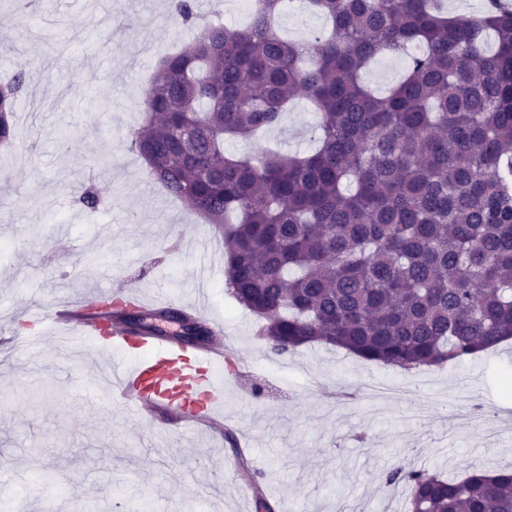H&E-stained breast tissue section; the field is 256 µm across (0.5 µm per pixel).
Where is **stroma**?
Instances as JSON below:
<instances>
[{"instance_id": "obj_1", "label": "stroma", "mask_w": 512, "mask_h": 512, "mask_svg": "<svg viewBox=\"0 0 512 512\" xmlns=\"http://www.w3.org/2000/svg\"><path fill=\"white\" fill-rule=\"evenodd\" d=\"M21 0H0L8 27L0 52L15 58L0 80L26 71L15 112V142L0 147V226L11 246L0 255V332L36 336L29 314L93 288H124L163 307L189 309L197 286L195 244L207 243L212 273L207 313L234 336L223 368L224 426L249 437L238 458L223 435L187 430L177 420H141L107 407L85 368L122 360L92 340L45 341L0 349V489L18 494L20 512H37L54 485L66 491L57 512H256L238 494L247 461L264 476L275 512H405L409 492L389 486L392 463L445 477L512 467V342L439 369L402 374L342 349L303 346L277 355L259 338V321L224 288V239L148 175L127 132L143 114L142 90L164 50L192 33L170 0H51L20 16ZM326 22L305 0L282 8L284 39L303 42ZM317 114L306 100L280 129L230 153L260 157L266 147L306 151ZM94 185L96 210L79 196ZM493 408L502 428L453 409L459 384Z\"/></svg>"}]
</instances>
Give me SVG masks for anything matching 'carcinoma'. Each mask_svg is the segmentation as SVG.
<instances>
[{"label": "carcinoma", "mask_w": 512, "mask_h": 512, "mask_svg": "<svg viewBox=\"0 0 512 512\" xmlns=\"http://www.w3.org/2000/svg\"><path fill=\"white\" fill-rule=\"evenodd\" d=\"M330 26L307 44L273 27L283 0H254L251 23L197 26L159 61L130 148L149 176L226 242L224 287L262 320L271 350L344 349L409 372L512 339V9L487 0L463 20L444 0H308ZM412 47L383 94L363 71ZM27 74L0 85V145ZM294 97L318 111V146L229 157L224 141L277 128ZM116 322L157 332L150 315ZM184 330L205 334L175 311ZM410 512H512V471L444 478L398 464Z\"/></svg>", "instance_id": "carcinoma-1"}]
</instances>
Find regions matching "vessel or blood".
<instances>
[{
    "mask_svg": "<svg viewBox=\"0 0 512 512\" xmlns=\"http://www.w3.org/2000/svg\"><path fill=\"white\" fill-rule=\"evenodd\" d=\"M33 317L59 339L79 342L89 335L107 351L129 345L143 349L140 360L97 366L109 388L110 403L126 412L139 417L162 413L186 424L205 425L224 405V380L215 373L228 352L221 327H214L208 344L190 351L168 336H134L120 326L105 327L104 315L88 311L79 301H64Z\"/></svg>",
    "mask_w": 512,
    "mask_h": 512,
    "instance_id": "1",
    "label": "vessel or blood"
}]
</instances>
